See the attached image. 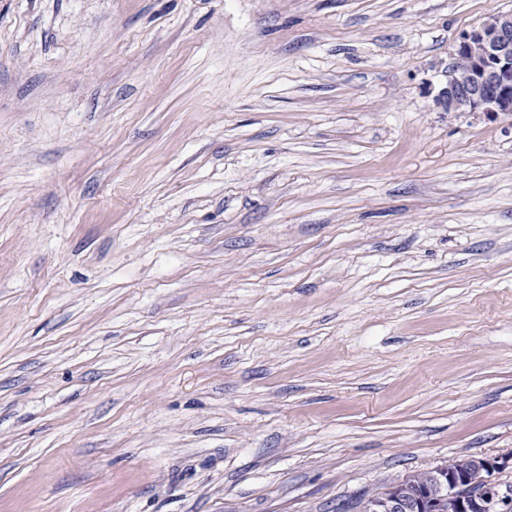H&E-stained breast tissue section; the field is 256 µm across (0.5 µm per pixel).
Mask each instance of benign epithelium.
Wrapping results in <instances>:
<instances>
[{
    "label": "benign epithelium",
    "mask_w": 512,
    "mask_h": 512,
    "mask_svg": "<svg viewBox=\"0 0 512 512\" xmlns=\"http://www.w3.org/2000/svg\"><path fill=\"white\" fill-rule=\"evenodd\" d=\"M436 101L447 112H481L492 121L512 116V12L494 13L460 34ZM510 463L509 453L479 458L463 470L440 465L418 504L387 495L374 512H422L445 502L448 512H508L512 491L501 485L499 474Z\"/></svg>",
    "instance_id": "benign-epithelium-1"
}]
</instances>
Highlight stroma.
I'll return each mask as SVG.
<instances>
[{
	"label": "stroma",
	"mask_w": 512,
	"mask_h": 512,
	"mask_svg": "<svg viewBox=\"0 0 512 512\" xmlns=\"http://www.w3.org/2000/svg\"><path fill=\"white\" fill-rule=\"evenodd\" d=\"M512 0H0V512H352L512 452ZM452 56L437 104L447 112H483L492 121L512 116V12L494 13L462 32ZM463 60L461 73L456 64Z\"/></svg>",
	"instance_id": "stroma-1"
}]
</instances>
